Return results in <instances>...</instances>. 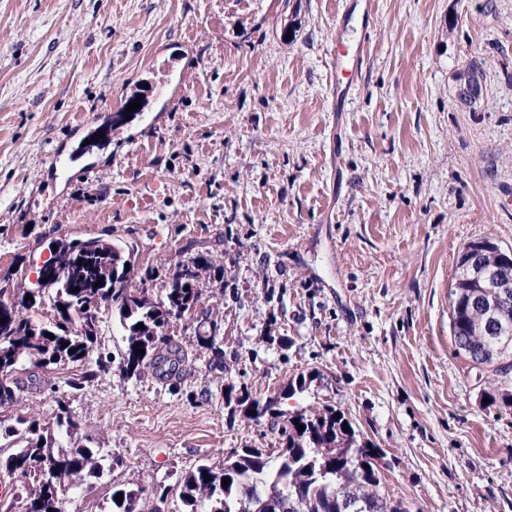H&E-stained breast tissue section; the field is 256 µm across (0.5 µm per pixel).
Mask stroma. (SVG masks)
Wrapping results in <instances>:
<instances>
[{
    "label": "stroma",
    "instance_id": "stroma-1",
    "mask_svg": "<svg viewBox=\"0 0 512 512\" xmlns=\"http://www.w3.org/2000/svg\"><path fill=\"white\" fill-rule=\"evenodd\" d=\"M345 2L0 0V279L32 288L53 241L105 234L136 245L157 300L176 261L212 263L170 324L172 378L115 367L76 390L73 365L19 366L0 422L63 403V446L103 456L63 512L123 488L182 512L186 472L278 443L229 398L300 377L282 412H343L408 512H512V410L485 403L448 301L468 243L512 246V0H372L368 18L354 0L348 24ZM365 23L340 105L329 57ZM208 320L220 370L195 344Z\"/></svg>",
    "mask_w": 512,
    "mask_h": 512
}]
</instances>
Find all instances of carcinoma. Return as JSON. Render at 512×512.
I'll return each instance as SVG.
<instances>
[{"label":"carcinoma","instance_id":"1","mask_svg":"<svg viewBox=\"0 0 512 512\" xmlns=\"http://www.w3.org/2000/svg\"><path fill=\"white\" fill-rule=\"evenodd\" d=\"M55 278L42 292L61 319L53 326L32 323L23 315L25 297L8 294L0 307V372L15 373L24 360L39 368L58 364H85L97 354L95 365L106 371L114 361L128 376H139L148 368L163 365L158 345L167 338L172 320L191 314L201 300L199 270L208 260L202 256L175 264L164 299L156 301L148 289L133 283L137 252L132 244L95 237L85 241H62L51 257ZM102 285H97V282ZM189 289H184V286ZM79 291H74V288ZM477 283L457 260L455 283L449 296L450 328L455 346L465 343L473 361L486 364L493 375L508 382L512 370V289L507 305L498 311L500 331L477 334L478 323L488 312L474 305L470 292ZM116 308L123 331V348L118 358L102 351L99 342L100 311ZM143 327L136 328V325ZM221 325L195 332L198 347L212 353L213 362L224 364ZM54 338L47 337V334ZM141 353H136V350ZM18 382L0 380V408L17 401ZM238 402L261 418L279 408V396L261 402L240 396ZM336 408L325 405L314 412L302 411L281 421L277 427L278 448H246L221 464L198 465L180 482L183 512H407L402 502H393L385 491L381 472L372 465L375 445L358 441L344 414L334 417ZM305 429L300 430L298 426ZM53 426L71 434L77 422L61 405ZM51 426V427H53ZM37 419L18 416L0 429V441L13 449L0 459L4 469L20 484L34 480L20 497L0 500V512H61V496L72 480L90 475L96 467L89 448H63L54 431ZM211 481H205V478ZM227 484H222V481ZM122 502L112 500V512H142L133 490L116 489Z\"/></svg>","mask_w":512,"mask_h":512}]
</instances>
